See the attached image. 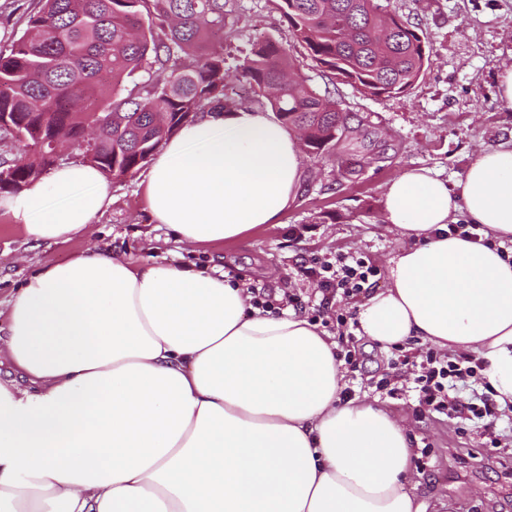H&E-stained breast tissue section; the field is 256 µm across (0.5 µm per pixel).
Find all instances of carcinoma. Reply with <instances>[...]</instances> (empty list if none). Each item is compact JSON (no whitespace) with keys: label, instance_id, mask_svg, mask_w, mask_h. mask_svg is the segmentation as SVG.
<instances>
[{"label":"carcinoma","instance_id":"obj_1","mask_svg":"<svg viewBox=\"0 0 512 512\" xmlns=\"http://www.w3.org/2000/svg\"><path fill=\"white\" fill-rule=\"evenodd\" d=\"M295 40L317 67L357 91H409L429 64L423 37L404 21L389 27L383 0H275ZM226 0H40L22 34L0 48V138L19 154L0 161V193H12L54 165L51 143L70 138L83 161L122 177L210 108L235 110L226 87L249 85L251 100L303 134L312 153L357 139L360 126L293 69L288 48L267 38L231 75L224 55L208 50L224 32ZM157 84L126 82L154 66ZM90 122L99 123L91 142Z\"/></svg>","mask_w":512,"mask_h":512}]
</instances>
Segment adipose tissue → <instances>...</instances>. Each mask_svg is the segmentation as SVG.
Wrapping results in <instances>:
<instances>
[{"instance_id": "ef3b65f1", "label": "adipose tissue", "mask_w": 512, "mask_h": 512, "mask_svg": "<svg viewBox=\"0 0 512 512\" xmlns=\"http://www.w3.org/2000/svg\"><path fill=\"white\" fill-rule=\"evenodd\" d=\"M141 185L151 223L189 245L278 223L301 190L295 137L264 113L217 108L168 139ZM111 198L70 163L0 196L29 239L68 241ZM402 244L359 307L361 335L466 353L512 406V142L455 186L422 169L387 184ZM217 269L91 249L46 264L0 312V512H426L405 486L406 428L345 388L338 345L290 310L252 306Z\"/></svg>"}]
</instances>
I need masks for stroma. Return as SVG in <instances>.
<instances>
[{
	"label": "stroma",
	"instance_id": "1",
	"mask_svg": "<svg viewBox=\"0 0 512 512\" xmlns=\"http://www.w3.org/2000/svg\"><path fill=\"white\" fill-rule=\"evenodd\" d=\"M389 9L415 26L431 61L404 95L365 96L332 85L296 42L271 0H228L223 34L211 50L235 69L253 43L271 37L288 47L294 71L319 92L333 89L336 106L371 130L357 173L326 154H302L303 188L278 225L258 227L228 242L182 244L165 225L149 223L140 187L143 172L109 178L112 203L82 236L33 241L0 212V300L33 271L62 263L90 248L162 265L206 263L274 299L292 295V310L311 316L322 298L300 264L339 253L363 256L387 285V264L399 236L383 220L385 185L409 169H424L448 183L461 179L475 154L512 139V112L500 108L496 78L512 66V0H390ZM359 368L345 374L351 394L403 418L413 450L408 491L428 512H512V423L496 420L502 445L489 448L479 426L458 429L442 414L421 413L413 392L387 396L375 389L383 373L408 379L390 348L355 336Z\"/></svg>",
	"mask_w": 512,
	"mask_h": 512
}]
</instances>
